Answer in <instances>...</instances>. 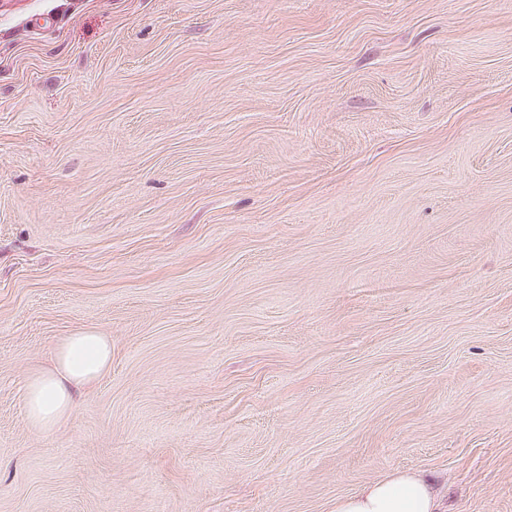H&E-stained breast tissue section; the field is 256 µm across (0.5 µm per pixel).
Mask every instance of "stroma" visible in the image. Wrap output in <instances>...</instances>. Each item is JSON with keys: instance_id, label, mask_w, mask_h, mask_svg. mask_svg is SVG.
I'll return each instance as SVG.
<instances>
[{"instance_id": "1", "label": "stroma", "mask_w": 512, "mask_h": 512, "mask_svg": "<svg viewBox=\"0 0 512 512\" xmlns=\"http://www.w3.org/2000/svg\"><path fill=\"white\" fill-rule=\"evenodd\" d=\"M112 366L46 435L27 379ZM512 512V0H0V512ZM112 365V341L92 330L67 336L55 351L53 367L28 380L23 393L26 419L45 433L67 421L83 388ZM332 512H442L435 481L416 471H396L336 499Z\"/></svg>"}]
</instances>
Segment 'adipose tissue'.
I'll return each instance as SVG.
<instances>
[{
    "instance_id": "adipose-tissue-1",
    "label": "adipose tissue",
    "mask_w": 512,
    "mask_h": 512,
    "mask_svg": "<svg viewBox=\"0 0 512 512\" xmlns=\"http://www.w3.org/2000/svg\"><path fill=\"white\" fill-rule=\"evenodd\" d=\"M112 365L109 337L84 330L56 348L53 366L28 380L23 393L26 419L46 433L67 421L83 388ZM435 481L416 471H398L338 498L333 512H440Z\"/></svg>"
}]
</instances>
